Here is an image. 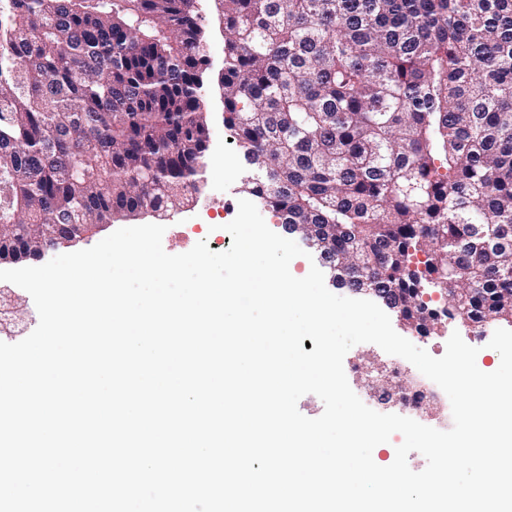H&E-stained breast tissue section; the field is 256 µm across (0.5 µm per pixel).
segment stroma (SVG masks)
<instances>
[{
	"mask_svg": "<svg viewBox=\"0 0 512 512\" xmlns=\"http://www.w3.org/2000/svg\"><path fill=\"white\" fill-rule=\"evenodd\" d=\"M194 11L197 23L203 33L204 46L209 66L203 74L207 89L205 106L208 111L209 149L211 162L205 172V186L220 185L223 195L217 200L218 206L234 213L241 198L239 187L245 170L241 157L229 140L230 133L224 126V104L217 85L218 75L224 66V32L219 22L221 4L219 0H195ZM222 218L211 217L209 213L191 208L171 214L166 222L162 246L172 255L189 251L197 242L207 241L213 252L224 249L225 230ZM0 318L5 327L0 328V341L16 343L27 337L37 326L39 317L32 297L20 287H12L11 300L0 305ZM394 330L416 346L425 349L433 357H441L452 333H459L470 346L479 350L478 357L484 365H492L499 354L489 348L488 343L496 329L488 323L481 327H466L448 319L442 320L433 333L420 336L407 330L401 323H394ZM383 364L393 362V355L379 346L362 343L352 347L346 354L343 366L351 389L366 406H373L372 391L368 385L367 367L371 361Z\"/></svg>",
	"mask_w": 512,
	"mask_h": 512,
	"instance_id": "obj_1",
	"label": "stroma"
}]
</instances>
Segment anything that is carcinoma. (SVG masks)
Wrapping results in <instances>:
<instances>
[{
	"mask_svg": "<svg viewBox=\"0 0 512 512\" xmlns=\"http://www.w3.org/2000/svg\"><path fill=\"white\" fill-rule=\"evenodd\" d=\"M0 224L164 219L202 191L193 0H0ZM241 190L427 336L512 326V0H220ZM441 310L432 309L430 292Z\"/></svg>",
	"mask_w": 512,
	"mask_h": 512,
	"instance_id": "cac0c4a2",
	"label": "carcinoma"
}]
</instances>
